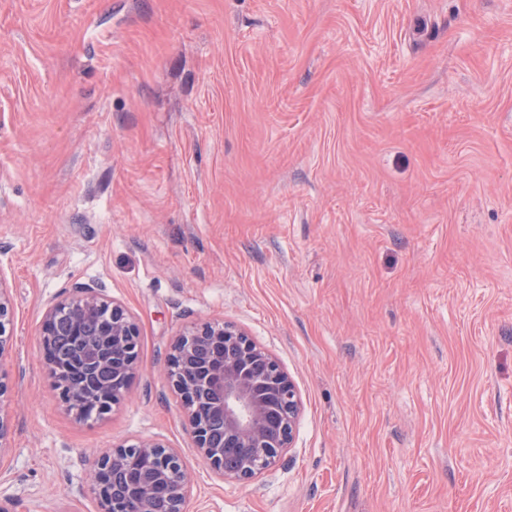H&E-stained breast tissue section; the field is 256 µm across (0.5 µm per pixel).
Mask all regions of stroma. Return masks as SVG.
Listing matches in <instances>:
<instances>
[{
  "instance_id": "35a3bbf8",
  "label": "stroma",
  "mask_w": 512,
  "mask_h": 512,
  "mask_svg": "<svg viewBox=\"0 0 512 512\" xmlns=\"http://www.w3.org/2000/svg\"><path fill=\"white\" fill-rule=\"evenodd\" d=\"M0 512H99L88 462L182 449L186 512H512V0H0ZM95 287L140 325L100 420L39 359ZM294 381L245 481L161 375L194 323ZM13 320V300L6 281L0 274V361L10 347ZM10 391L8 374L0 368V450L6 448L10 435V420L8 411L3 406L4 398Z\"/></svg>"
}]
</instances>
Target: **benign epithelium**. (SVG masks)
Returning a JSON list of instances; mask_svg holds the SVG:
<instances>
[{
	"label": "benign epithelium",
	"mask_w": 512,
	"mask_h": 512,
	"mask_svg": "<svg viewBox=\"0 0 512 512\" xmlns=\"http://www.w3.org/2000/svg\"><path fill=\"white\" fill-rule=\"evenodd\" d=\"M78 350L70 364L53 356L62 318ZM13 300L0 274V358L9 350ZM140 327L119 303L97 288H82L50 304L42 326V359L61 400L95 418L110 413L138 369ZM167 379L180 396L194 451L215 475L248 480L276 465L291 447L301 410L299 391L279 362L242 330L202 322L180 335L168 357ZM10 391L0 367V449L10 435L3 406ZM87 490L100 512H185L191 477L182 454L141 438L101 454L87 471Z\"/></svg>",
	"instance_id": "benign-epithelium-1"
}]
</instances>
